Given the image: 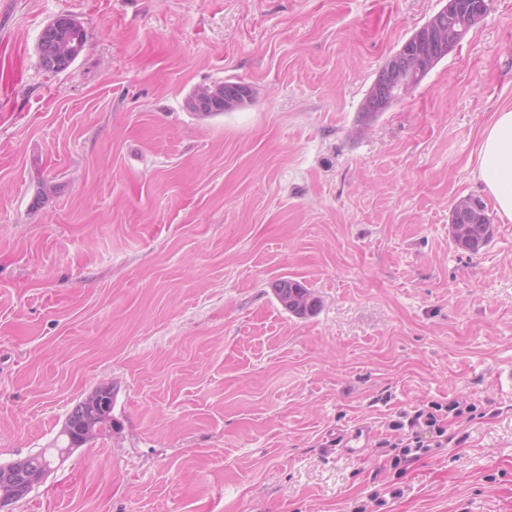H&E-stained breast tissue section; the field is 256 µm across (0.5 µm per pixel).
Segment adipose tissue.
<instances>
[{
  "label": "adipose tissue",
  "mask_w": 512,
  "mask_h": 512,
  "mask_svg": "<svg viewBox=\"0 0 512 512\" xmlns=\"http://www.w3.org/2000/svg\"><path fill=\"white\" fill-rule=\"evenodd\" d=\"M476 177L493 196L500 216L512 222V108L496 113L485 129Z\"/></svg>",
  "instance_id": "ef3b65f1"
}]
</instances>
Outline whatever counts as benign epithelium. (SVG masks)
Returning <instances> with one entry per match:
<instances>
[{
    "instance_id": "obj_1",
    "label": "benign epithelium",
    "mask_w": 512,
    "mask_h": 512,
    "mask_svg": "<svg viewBox=\"0 0 512 512\" xmlns=\"http://www.w3.org/2000/svg\"><path fill=\"white\" fill-rule=\"evenodd\" d=\"M484 11L472 12L461 0L448 3L407 40L405 48L391 56L380 69L364 105L366 112H385L413 88L408 81L412 73H424L429 66L459 47L466 34L483 18ZM83 27L70 14H61L41 31L37 42L39 63L60 72L68 70L84 50ZM244 86L235 87L224 97V110L229 111L249 101ZM53 463L28 465L23 458L8 472L11 489L0 495V509L26 497L50 471Z\"/></svg>"
}]
</instances>
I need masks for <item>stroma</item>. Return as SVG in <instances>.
Returning a JSON list of instances; mask_svg holds the SVG:
<instances>
[{
  "instance_id": "stroma-1",
  "label": "stroma",
  "mask_w": 512,
  "mask_h": 512,
  "mask_svg": "<svg viewBox=\"0 0 512 512\" xmlns=\"http://www.w3.org/2000/svg\"><path fill=\"white\" fill-rule=\"evenodd\" d=\"M446 3L0 0V464L115 394L111 434L12 512H512V222L474 177L512 108V0L364 109ZM62 13L87 46L53 73ZM224 81L251 100L186 110ZM468 196L476 254L449 234ZM453 400L447 446L395 465L400 412ZM63 30L68 37L60 41ZM82 32V25L70 14H61L48 23L42 29L37 42L40 65L60 72L68 70L84 50ZM51 69L45 70L54 72ZM482 205L480 213L468 215L466 220L468 224H453L454 210L451 215L450 234L453 242L458 248L473 254L487 246L494 236V226L483 201ZM457 227L464 228V232L459 234ZM285 289L288 291V298L285 299L284 305L288 308L283 307L289 312L295 315L305 316L308 313H312L317 307L316 298L313 296L312 292L301 283L293 280H281L276 283L274 285V292L278 300H281L280 294H282ZM288 299L291 304H288Z\"/></svg>"
}]
</instances>
